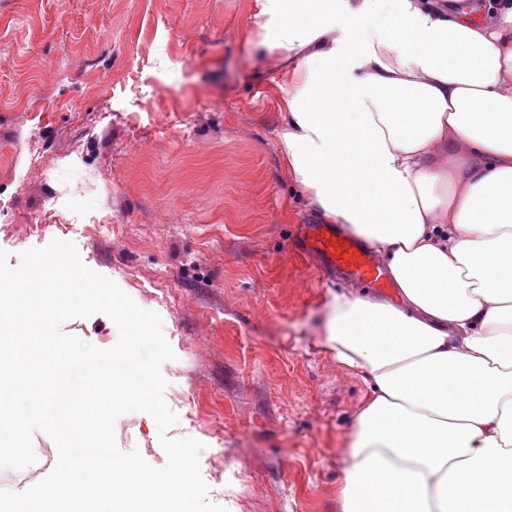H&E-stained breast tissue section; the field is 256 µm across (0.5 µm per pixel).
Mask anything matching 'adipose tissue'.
<instances>
[{
	"instance_id": "adipose-tissue-1",
	"label": "adipose tissue",
	"mask_w": 512,
	"mask_h": 512,
	"mask_svg": "<svg viewBox=\"0 0 512 512\" xmlns=\"http://www.w3.org/2000/svg\"><path fill=\"white\" fill-rule=\"evenodd\" d=\"M288 84L279 142L392 298L333 294L368 389L338 512H512V0H256Z\"/></svg>"
}]
</instances>
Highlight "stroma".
<instances>
[{
	"mask_svg": "<svg viewBox=\"0 0 512 512\" xmlns=\"http://www.w3.org/2000/svg\"><path fill=\"white\" fill-rule=\"evenodd\" d=\"M253 0H0V250L73 243L157 312L168 434L205 443L228 512H336L363 382L324 347L331 294L297 245L319 223L283 169L285 78ZM64 332L100 348L103 314ZM121 450L165 464L154 419Z\"/></svg>",
	"mask_w": 512,
	"mask_h": 512,
	"instance_id": "obj_1",
	"label": "stroma"
}]
</instances>
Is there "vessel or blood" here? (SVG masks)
Here are the masks:
<instances>
[{
  "label": "vessel or blood",
  "mask_w": 512,
  "mask_h": 512,
  "mask_svg": "<svg viewBox=\"0 0 512 512\" xmlns=\"http://www.w3.org/2000/svg\"><path fill=\"white\" fill-rule=\"evenodd\" d=\"M308 247L320 255L330 269L351 281L386 289L388 282L375 253L355 236L330 224H311L305 229Z\"/></svg>",
  "instance_id": "b4317fda"
}]
</instances>
